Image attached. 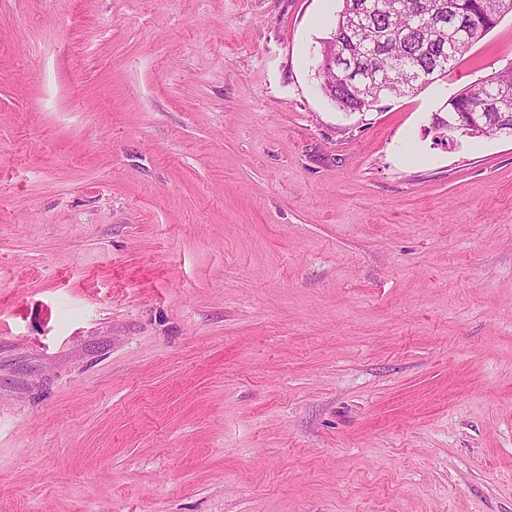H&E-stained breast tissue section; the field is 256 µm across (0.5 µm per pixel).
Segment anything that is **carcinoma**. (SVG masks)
Instances as JSON below:
<instances>
[{"label":"carcinoma","mask_w":512,"mask_h":512,"mask_svg":"<svg viewBox=\"0 0 512 512\" xmlns=\"http://www.w3.org/2000/svg\"><path fill=\"white\" fill-rule=\"evenodd\" d=\"M397 9L387 17L371 16L364 27L372 43L367 66L379 81L353 95L345 74L331 67L320 72L322 90L336 104L367 110L385 96L410 94L438 77L448 76L472 46L512 14V0H500L501 8H491L494 0H395ZM367 0H342L335 27L327 43L342 54L350 47L346 18L360 11ZM505 99L508 106L492 115L506 131L512 130V62L461 92L443 105L447 114L475 112L480 98Z\"/></svg>","instance_id":"obj_1"}]
</instances>
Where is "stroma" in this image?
<instances>
[{
  "label": "stroma",
  "mask_w": 512,
  "mask_h": 512,
  "mask_svg": "<svg viewBox=\"0 0 512 512\" xmlns=\"http://www.w3.org/2000/svg\"><path fill=\"white\" fill-rule=\"evenodd\" d=\"M340 0H0V512H512V139L350 113ZM367 1L371 0H342V7L336 16L335 27L328 40L324 42V45H331L332 42H334L336 54L339 55L350 47V42L353 39V36L346 32V18L350 13L359 12Z\"/></svg>",
  "instance_id": "stroma-1"
}]
</instances>
